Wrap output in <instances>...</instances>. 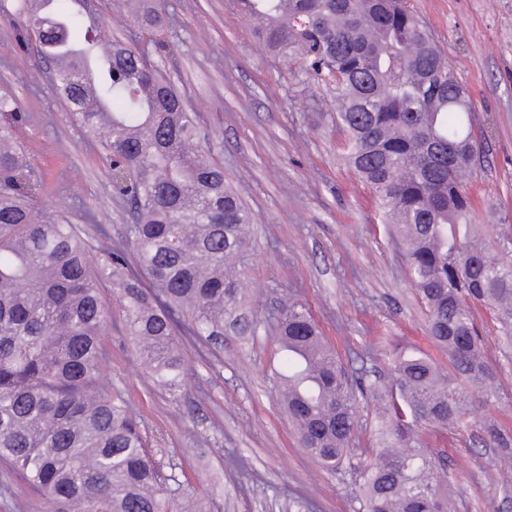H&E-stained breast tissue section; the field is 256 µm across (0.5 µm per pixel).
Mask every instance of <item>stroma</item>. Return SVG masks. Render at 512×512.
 <instances>
[{"label":"stroma","mask_w":512,"mask_h":512,"mask_svg":"<svg viewBox=\"0 0 512 512\" xmlns=\"http://www.w3.org/2000/svg\"><path fill=\"white\" fill-rule=\"evenodd\" d=\"M177 18L156 61L176 57L171 82L198 116L201 149L213 150L253 214L246 309L254 335L225 334L216 353L185 341L186 380L167 391L117 331L103 338L105 381L140 417L168 487L193 491L206 512H359L356 470H324L298 445L281 406L282 352L268 319L282 301L305 304L341 360L358 352L389 377L394 351L417 348L440 365L411 285L403 246L370 190L342 159L344 134L330 92L305 81L253 40L231 0H163ZM472 102L486 162L469 185L476 223L495 236L512 225V0H412ZM0 14V93L16 95L29 120L19 141L45 190L44 210L62 222L104 226L118 237L132 216L112 191L97 139L56 96L51 64L14 46ZM498 377L497 396L473 394L470 428L431 434L448 480V512H512V471L477 428L493 417L512 427V348L496 339L489 310L474 309Z\"/></svg>","instance_id":"stroma-1"}]
</instances>
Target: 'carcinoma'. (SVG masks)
<instances>
[{"label": "carcinoma", "mask_w": 512, "mask_h": 512, "mask_svg": "<svg viewBox=\"0 0 512 512\" xmlns=\"http://www.w3.org/2000/svg\"><path fill=\"white\" fill-rule=\"evenodd\" d=\"M44 0H16L19 48L35 41L57 63L54 89L70 118L97 138L134 223L102 248L84 225L39 206L41 184L16 138L20 103L0 94V469L47 512H173L171 492L140 421L101 384L102 336L112 330V284L139 364L167 390L184 384V338L209 348L247 336L252 214L198 149L199 122L137 41L114 39L89 61L77 48L104 44L102 0H65L51 20ZM271 56L331 89L346 134L344 161L371 190L401 239L432 341L448 372L409 349L388 385L349 380L335 349L301 303L281 304L277 373L298 443L334 471L350 457L358 398L380 403L377 446L358 469L361 512H446L439 459L423 433L466 423L471 393L488 397L496 373L474 322L488 306L512 346V228L497 244L473 223L467 182L477 172L469 96L410 0H233ZM171 16L159 0L131 11L139 35ZM512 461V428L484 426Z\"/></svg>", "instance_id": "carcinoma-1"}]
</instances>
